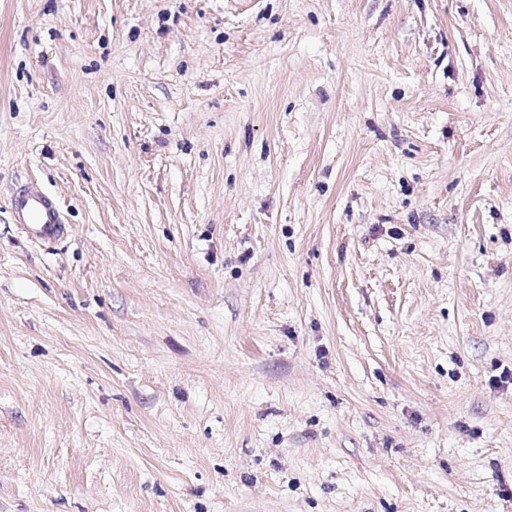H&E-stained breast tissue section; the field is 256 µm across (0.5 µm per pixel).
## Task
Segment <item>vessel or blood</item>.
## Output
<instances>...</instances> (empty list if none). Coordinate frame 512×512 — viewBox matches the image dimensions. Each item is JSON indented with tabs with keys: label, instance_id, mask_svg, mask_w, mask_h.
<instances>
[{
	"label": "vessel or blood",
	"instance_id": "vessel-or-blood-1",
	"mask_svg": "<svg viewBox=\"0 0 512 512\" xmlns=\"http://www.w3.org/2000/svg\"><path fill=\"white\" fill-rule=\"evenodd\" d=\"M13 210L17 223L25 225L38 239L52 241L67 232L56 200L37 183H30L15 194Z\"/></svg>",
	"mask_w": 512,
	"mask_h": 512
}]
</instances>
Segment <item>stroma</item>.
<instances>
[{"mask_svg": "<svg viewBox=\"0 0 512 512\" xmlns=\"http://www.w3.org/2000/svg\"><path fill=\"white\" fill-rule=\"evenodd\" d=\"M506 370L512 0H0V512H512ZM12 205L17 223L24 224L32 236L52 241L67 233L56 200L36 182H31L19 190Z\"/></svg>", "mask_w": 512, "mask_h": 512, "instance_id": "35a3bbf8", "label": "stroma"}]
</instances>
